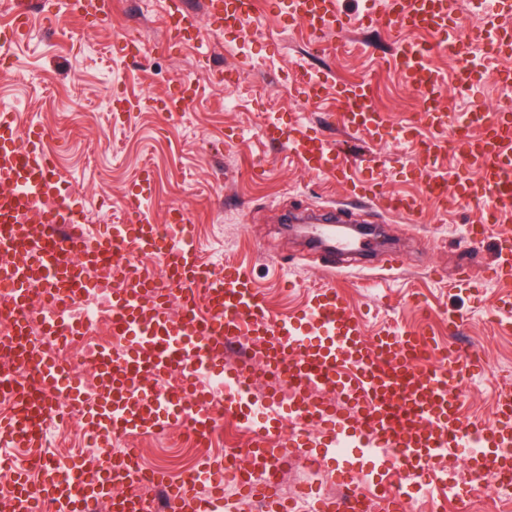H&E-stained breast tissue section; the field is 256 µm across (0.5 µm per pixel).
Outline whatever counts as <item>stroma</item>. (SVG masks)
Returning a JSON list of instances; mask_svg holds the SVG:
<instances>
[{
	"mask_svg": "<svg viewBox=\"0 0 512 512\" xmlns=\"http://www.w3.org/2000/svg\"><path fill=\"white\" fill-rule=\"evenodd\" d=\"M61 7L62 0H43L55 20L47 26L33 16L13 48L12 67L0 70V102L23 101L21 123L51 131L50 147L78 190L76 204L90 232L124 212L130 183L150 169L154 219L164 221L170 207L182 206L195 226L200 260L239 262L278 316L301 307L312 289L334 284L365 318L368 333L388 325L423 328L454 347L477 351L486 373L466 394L462 413L474 424L492 419L499 392L512 380V334L500 329L507 320L502 305L512 292L491 279L489 266L499 234L512 233V221L496 224L478 247H470L464 227L474 222L473 212L452 198L425 199L415 174L423 163L416 143L352 133L327 121L329 103L307 106L296 91L305 72L329 71L345 83L368 78L376 106L392 123L407 118L424 132L419 95L395 65L382 17L316 40L272 20L239 34L213 31L203 19L198 43L178 48L161 26L163 0H108L106 21L94 27L80 26ZM131 26L140 31L143 55L114 56L113 43ZM432 63L448 77L442 96L455 111H495L512 99L493 83L492 62H485L482 79L468 90L452 78L451 53L435 54ZM182 78L196 89L184 111L144 109L113 126V92L124 87L161 97ZM272 114L322 124L353 150L355 178L374 176L383 192L420 199L419 212L403 216L378 200L354 201L349 185L306 173L263 137ZM302 212L346 214L380 225L390 244L373 247L363 259L308 249L284 229ZM289 280L295 290L285 289ZM452 315L460 319L453 334ZM288 477L322 497L341 481L335 462L318 459L313 448L293 460Z\"/></svg>",
	"mask_w": 512,
	"mask_h": 512,
	"instance_id": "1",
	"label": "stroma"
}]
</instances>
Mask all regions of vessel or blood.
<instances>
[{
  "label": "vessel or blood",
  "instance_id": "1",
  "mask_svg": "<svg viewBox=\"0 0 512 512\" xmlns=\"http://www.w3.org/2000/svg\"><path fill=\"white\" fill-rule=\"evenodd\" d=\"M468 5L481 29L476 42L457 30V0H381L368 7L363 21L371 23L377 14L392 18L395 59L414 90H441L445 78L432 65L433 48L405 41L410 32L427 34L435 48L451 49L461 70H477L478 42L492 45L494 81L511 93L512 25L496 20L488 0H468ZM206 12L212 24L241 33L270 17L288 20L314 37L350 25L338 0H206ZM70 13L85 23L105 16L102 0H71ZM163 24L177 41L189 43L196 37L198 18L182 0H168ZM28 25V15L16 9L0 24L1 68H9L12 47ZM331 86L336 89L337 121L354 132L378 134L385 114L373 103L371 82L339 84L332 73L319 72L301 80V95L316 106ZM144 104L126 92L115 93V120H126ZM460 123V113L443 103L428 116L425 194L435 202L453 194L472 207L477 220L468 225L466 236L477 245L488 234L490 221L512 215V114L482 112L472 130L458 138L454 131ZM264 134L305 170L350 181L355 159L322 129L273 116ZM50 139L44 127L20 126L15 111L0 109V294L13 311L0 331V351L29 376L23 383L14 371H0V397L11 409L0 418V468L14 477L16 512H33L37 499L52 503L54 512H89L97 500L108 501L112 512H148L145 500L119 491L133 472L134 449L103 459L91 479L81 476L78 464L42 458L35 484L25 458L40 447L46 418L65 420L71 406L79 407L88 436L97 440L122 438L131 431L159 435L189 423L200 440L209 441L216 408L197 381L202 369L223 373V412L251 429L252 453L267 475L261 483L246 472L230 474L240 502L260 496L272 501L276 512H288L274 494L273 475L289 448L332 449L347 441L377 460L382 470L398 464L430 474L432 484L448 497L459 489L436 465L460 454H467L473 472L491 465L512 475V392L503 391L490 424L472 433L460 424L459 384L473 376L478 361L442 349L424 332L383 327L366 336L362 319L333 286L312 291L294 315L275 316L241 265L228 261L217 271L200 261L194 227L182 209H172L166 223L155 221L146 206L151 188L147 171L128 193L122 223L107 226L91 243L62 235L61 225L80 222L81 213L63 187ZM450 146L477 170L479 191H472L466 175L452 181L437 169ZM130 247L156 257L159 272L117 262V255ZM492 270L497 280H512V236L501 238ZM115 276L126 285L112 292V324L128 346L95 354L97 381L88 396L66 365L30 341V288L41 287L44 332L72 338L83 333L71 305L73 292H91L101 280ZM243 338L252 341L259 366L225 360L229 345ZM259 369L288 379L293 393L284 401L277 388H270L264 400L270 424L257 429L243 380ZM177 370L183 373L181 389L160 393L157 381ZM273 433L288 434L289 448L271 446ZM225 475L223 467L202 464L192 480L169 487L171 512H218L225 499Z\"/></svg>",
  "mask_w": 512,
  "mask_h": 512
}]
</instances>
